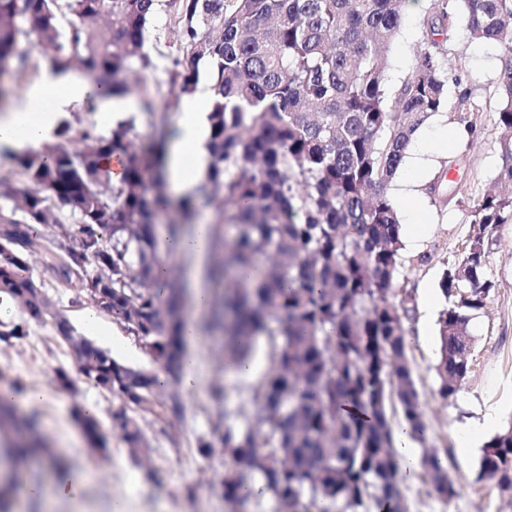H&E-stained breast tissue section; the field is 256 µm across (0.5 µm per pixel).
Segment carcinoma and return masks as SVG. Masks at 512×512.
Instances as JSON below:
<instances>
[{
	"label": "carcinoma",
	"mask_w": 512,
	"mask_h": 512,
	"mask_svg": "<svg viewBox=\"0 0 512 512\" xmlns=\"http://www.w3.org/2000/svg\"><path fill=\"white\" fill-rule=\"evenodd\" d=\"M403 0H0V74H24L21 40L53 52L66 71L76 62L94 85L123 97L128 73L152 66L149 24L161 8L174 22L183 53L171 73L176 99L193 94L208 62L211 134L204 180L179 200L169 221L173 239L197 208L214 202L212 329L224 338V360L250 358L259 336L271 368L254 388L245 425H224L217 440L224 474L215 484L231 512H250L247 488L262 486L272 512H403L402 472L391 409L421 437L420 395L406 353L404 317L395 301L405 267L398 210L386 192L414 134L446 104L439 65L443 42L464 23L469 39L503 49L496 93L501 164L497 183L512 187V0H429L427 29L412 73L387 83L390 51ZM74 17L61 32L59 18ZM135 117L112 125L60 123L45 152L16 157L18 175L0 174V302L12 301L37 321L52 319L75 356L78 378L124 403L112 426L140 460L149 442L126 409L169 403L181 408L185 296L173 255L156 248L152 226L167 205L164 145L138 150ZM126 158L114 183L102 160ZM471 231L462 256L447 262L440 290L438 395L455 397L472 371V313L494 285L484 279L493 236L512 223V193L490 191L467 205ZM76 218L64 224L60 217ZM39 226L53 228L45 235ZM73 288L93 308L125 325L151 348L165 374L117 362L51 309L30 259ZM167 269L159 283L155 270ZM73 416L91 451L108 437L97 417ZM15 434L6 449L18 475L64 467L32 419L0 403V430ZM420 467L451 500L457 495L440 457ZM512 486V425L483 449L478 480L489 469Z\"/></svg>",
	"instance_id": "1"
}]
</instances>
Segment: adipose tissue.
Instances as JSON below:
<instances>
[{"mask_svg":"<svg viewBox=\"0 0 512 512\" xmlns=\"http://www.w3.org/2000/svg\"><path fill=\"white\" fill-rule=\"evenodd\" d=\"M94 99L99 118L108 122L136 109L132 99L97 90L80 72L44 69L14 103L0 113V145L18 153L41 151L56 131L62 116L76 103ZM211 99L203 93L189 100L178 122V135L166 150L164 167L174 197L189 194L203 179L207 166L205 145L210 126L205 112Z\"/></svg>","mask_w":512,"mask_h":512,"instance_id":"ef3b65f1","label":"adipose tissue"}]
</instances>
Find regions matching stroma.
Returning <instances> with one entry per match:
<instances>
[{"label": "stroma", "mask_w": 512, "mask_h": 512, "mask_svg": "<svg viewBox=\"0 0 512 512\" xmlns=\"http://www.w3.org/2000/svg\"><path fill=\"white\" fill-rule=\"evenodd\" d=\"M422 34V13H404L390 53L389 84L400 82L413 71ZM148 50L153 66L145 72L144 81L154 95L157 113L150 116L135 111V142L139 145L149 143L163 132L176 137L183 110L182 104L174 103L170 94L169 79L181 50L166 10H158L152 19ZM498 55V48L456 34L447 44L442 66L447 72H460L461 85L469 87L472 111L467 118L476 124L477 133L472 137L461 136L460 117L449 105L421 128L427 141L438 144L437 149L425 154V165L415 175L414 189L421 197L420 221L427 224L428 232L418 245H405L403 253L411 263L399 280L398 292L409 296L414 308L405 323L410 338L407 355L426 426L425 436L416 440L415 448L437 451L458 495L453 500H444L428 478L416 473L406 478L401 487L406 512H512L511 500L479 481L480 453L461 456L457 441L458 429L482 418L487 405H496L499 410L496 430H503L512 422V223L499 227L490 247L485 273L494 287L486 307L475 312L470 322L475 339L472 371L456 398L448 402L436 394L438 325L425 306L427 295H439L445 263L457 258L469 235L464 200L481 197L496 182L500 164V130L495 123ZM441 176L459 193L447 203L435 204L427 197L426 189ZM426 252L431 253V261L414 264V256ZM31 270L35 278L44 279L55 309L67 317L78 333L95 340L124 365L155 370L151 356L120 320L101 313L97 316V328H90L86 322L90 307L74 289L44 278L39 264H32ZM12 308V302L0 303V322L24 324L27 333L12 344L0 343V386H9L20 396L31 389L43 390L46 397L42 402L17 401V413L35 415L51 448L70 451L74 468L94 471L78 497L57 501L54 512H110L118 500L125 502L127 512H225L222 495L208 484L209 479L223 474L224 456L217 451L202 455L199 443L211 439L218 423L243 424L244 413L250 412L253 405L252 389L271 365L266 339L258 341L257 375L241 378L225 371L223 342L199 334V386L193 391L181 390V413H173L166 406L132 412L151 446V465L144 468L116 436L110 441L106 457L90 455L73 409L94 403L100 421L106 423L118 405L117 400L106 390L81 380L73 388H61L59 372L71 376L76 373L70 349L52 324L15 315ZM216 388L227 390V402L212 397Z\"/></svg>", "instance_id": "obj_1"}]
</instances>
